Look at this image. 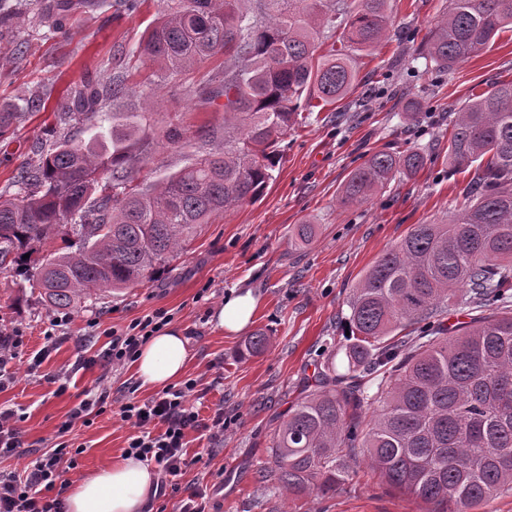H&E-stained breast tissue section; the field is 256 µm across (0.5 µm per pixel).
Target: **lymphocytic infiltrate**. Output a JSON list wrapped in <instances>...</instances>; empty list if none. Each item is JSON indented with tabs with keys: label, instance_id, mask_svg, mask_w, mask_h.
<instances>
[{
	"label": "lymphocytic infiltrate",
	"instance_id": "obj_1",
	"mask_svg": "<svg viewBox=\"0 0 512 512\" xmlns=\"http://www.w3.org/2000/svg\"><path fill=\"white\" fill-rule=\"evenodd\" d=\"M166 313L158 312L130 324L125 332L107 329L108 348L92 357H81L84 366H114L135 360L139 348L165 326ZM196 380L180 388H169L144 400H129L120 407V416L133 430L126 452L153 464L160 475L163 494L178 496L179 512H206L204 492L183 493L180 479L186 467L188 431H207L209 440L224 436V409L216 407L210 423H202L198 411L188 402ZM80 448L62 441L54 449L23 466L18 472H0V512H66L63 499L70 473L77 466Z\"/></svg>",
	"mask_w": 512,
	"mask_h": 512
}]
</instances>
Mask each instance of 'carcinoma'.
Listing matches in <instances>:
<instances>
[{
    "label": "carcinoma",
    "instance_id": "1",
    "mask_svg": "<svg viewBox=\"0 0 512 512\" xmlns=\"http://www.w3.org/2000/svg\"><path fill=\"white\" fill-rule=\"evenodd\" d=\"M245 2L168 0L137 47L165 81L219 52L230 57L223 78L196 90L203 105L224 98V151L133 185L132 148L149 146L138 137L142 112L112 113L109 136L88 144L40 148L19 174L20 192L0 195L1 272L26 275V255L42 251L35 284L49 308L65 309L166 271L212 218L262 197L276 145L303 110L352 94L354 52H375L391 31L389 0ZM452 2L426 53L447 71L512 27V0ZM86 3L35 0L37 19L58 28ZM24 14L0 0V31ZM121 91L85 80L66 90L58 118L98 112ZM23 117L0 107L1 142ZM424 161L418 151H376L349 173L337 203H365ZM448 164L475 166L460 211L415 225L364 271L348 302L345 371L315 369L274 430L264 477L290 497L335 492L354 476L359 449L382 481L434 512H470L512 491V81L458 109ZM457 309L470 321L444 324ZM419 323L420 335L393 337Z\"/></svg>",
    "mask_w": 512,
    "mask_h": 512
}]
</instances>
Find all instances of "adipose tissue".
I'll list each match as a JSON object with an SVG mask.
<instances>
[{
	"label": "adipose tissue",
	"mask_w": 512,
	"mask_h": 512,
	"mask_svg": "<svg viewBox=\"0 0 512 512\" xmlns=\"http://www.w3.org/2000/svg\"><path fill=\"white\" fill-rule=\"evenodd\" d=\"M257 300L251 290L231 292L213 318L219 328L236 333L248 325ZM183 327L166 326L144 344L136 360L143 384L164 389L178 381L191 357ZM157 476L150 466L124 456L84 472L70 481L68 512H144L156 491Z\"/></svg>",
	"instance_id": "obj_1"
}]
</instances>
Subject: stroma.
I'll use <instances>...</instances> for the list:
<instances>
[{"label":"stroma","instance_id":"stroma-1","mask_svg":"<svg viewBox=\"0 0 512 512\" xmlns=\"http://www.w3.org/2000/svg\"><path fill=\"white\" fill-rule=\"evenodd\" d=\"M163 0H145L138 12L118 10L115 0H93L77 17L70 35L30 19L0 37V105L19 103L37 84L53 86L44 109L17 125L9 144L0 143V193L15 192L24 163L35 158L36 142L52 136L89 143L112 126L113 110H141L146 92L158 106L146 113L148 156L131 177L152 184L197 156L224 147V102L201 107L193 90L222 72L216 56L185 80L148 85L154 68L136 49L157 18ZM451 0H390L391 40L374 54L358 53L357 86L343 116L332 107L311 112L279 145V162L264 195L204 225L184 255L164 274L125 289L96 305L70 310L69 320L52 328L54 310L27 280L0 272V329H18L16 379L0 390V408L23 415L25 446L0 457V471L19 470L37 453L65 440L85 445L79 472L122 454L132 433L119 409L128 399L154 396L142 386L133 364L102 372L79 368L81 355H94L108 339L100 328L124 329L161 310L172 323L191 330L193 356L183 374L197 380L188 401L201 419L224 407V438L205 432L187 435L189 462L181 484L206 490L211 512H421L423 505L382 484L367 466L329 497L282 496L263 479L275 427L298 399L305 378L317 366L340 362L346 339L347 302L363 272L416 224H435L460 208L461 188L473 171L449 173L448 133L458 108L494 83L512 80V31L454 71L435 76L425 70L424 43ZM123 76L126 92L118 105L80 121L60 122L56 103L63 91L84 78L103 83ZM178 129L183 144L171 147L166 135ZM419 149L430 160L415 173L395 177L366 203L344 209L336 196L349 173L373 152ZM300 224L317 232L306 245L293 244ZM251 289L258 300L245 330L218 328L214 310L230 291ZM53 340H46L47 331ZM268 335L264 352L251 356L245 341ZM66 379L58 391L49 378ZM105 395L106 411L90 426L60 433L84 394Z\"/></svg>","mask_w":512,"mask_h":512}]
</instances>
